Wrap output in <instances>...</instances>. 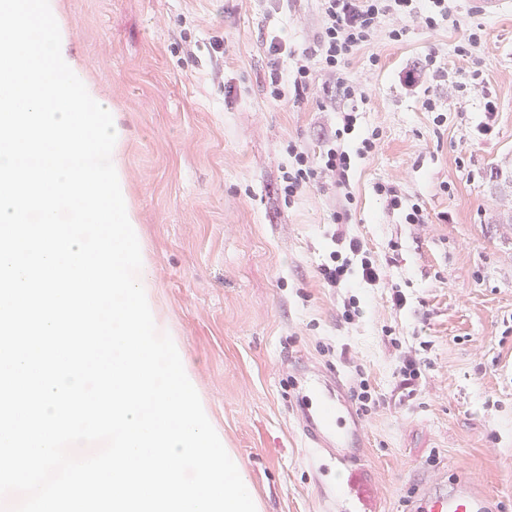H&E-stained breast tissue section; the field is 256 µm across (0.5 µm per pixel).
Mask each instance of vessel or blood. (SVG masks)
<instances>
[{"mask_svg": "<svg viewBox=\"0 0 512 512\" xmlns=\"http://www.w3.org/2000/svg\"><path fill=\"white\" fill-rule=\"evenodd\" d=\"M307 395L301 405L305 418V438L310 447L337 467L356 459L361 431L357 418L341 394L319 378L305 381ZM412 512H492L484 494L471 482L457 480L445 492L424 491Z\"/></svg>", "mask_w": 512, "mask_h": 512, "instance_id": "b4317fda", "label": "vessel or blood"}]
</instances>
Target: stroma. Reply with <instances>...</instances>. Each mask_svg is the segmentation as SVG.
<instances>
[{
	"instance_id": "35a3bbf8",
	"label": "stroma",
	"mask_w": 512,
	"mask_h": 512,
	"mask_svg": "<svg viewBox=\"0 0 512 512\" xmlns=\"http://www.w3.org/2000/svg\"><path fill=\"white\" fill-rule=\"evenodd\" d=\"M62 19L127 131L128 200L160 309L263 512H409L424 489L458 479L512 512V9L449 0L437 30L412 27L396 42L384 23L349 58L348 75L370 74L373 92L348 145L373 135L378 147L352 158L346 199L315 185L285 199L289 145L317 157L336 116L323 93L282 105L263 90L267 39L287 42L279 65L291 72L321 0H62ZM476 27L480 42L459 56ZM215 37L220 82L206 50ZM430 53L441 77L405 89L399 72ZM461 69L483 94L449 93ZM489 99L494 132L479 139ZM381 184L428 223L389 209ZM338 226L382 269L379 284L322 287ZM408 350L422 376L406 396ZM308 367L340 379L360 412L350 470L304 440L295 402ZM361 379L367 408L351 394Z\"/></svg>"
}]
</instances>
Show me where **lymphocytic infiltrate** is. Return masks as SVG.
Segmentation results:
<instances>
[{
  "instance_id": "1",
  "label": "lymphocytic infiltrate",
  "mask_w": 512,
  "mask_h": 512,
  "mask_svg": "<svg viewBox=\"0 0 512 512\" xmlns=\"http://www.w3.org/2000/svg\"><path fill=\"white\" fill-rule=\"evenodd\" d=\"M427 10H418L416 0H322V26L313 46L302 50L292 74L271 67L268 89L273 100L301 101L314 89H322L329 99L337 100V128L325 138L317 160H309L305 151L294 148L296 166L285 173L283 192L292 197L310 184L318 183L341 197H348L349 169L352 156L367 158L375 143L365 138L357 153H349L342 140L351 134L361 105L370 100L369 78L354 79L345 72V63L356 51L369 46L382 19H390L392 40L405 36L409 27L436 28L448 15V0H429ZM348 255L331 254L320 267V279L330 289L346 287L351 270H358L361 280L377 285L381 270L364 255L358 238L347 241Z\"/></svg>"
}]
</instances>
